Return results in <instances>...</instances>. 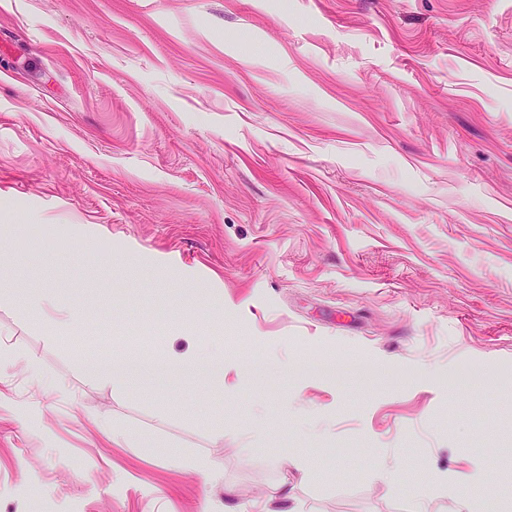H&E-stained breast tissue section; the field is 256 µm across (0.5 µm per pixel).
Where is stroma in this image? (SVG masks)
I'll return each mask as SVG.
<instances>
[{
	"instance_id": "stroma-1",
	"label": "stroma",
	"mask_w": 512,
	"mask_h": 512,
	"mask_svg": "<svg viewBox=\"0 0 512 512\" xmlns=\"http://www.w3.org/2000/svg\"><path fill=\"white\" fill-rule=\"evenodd\" d=\"M0 255V512H512V0H0ZM30 311L43 315L44 330L47 338L52 339L55 331L71 325L76 319L75 311L68 305L60 303L48 293L37 291L29 297Z\"/></svg>"
}]
</instances>
